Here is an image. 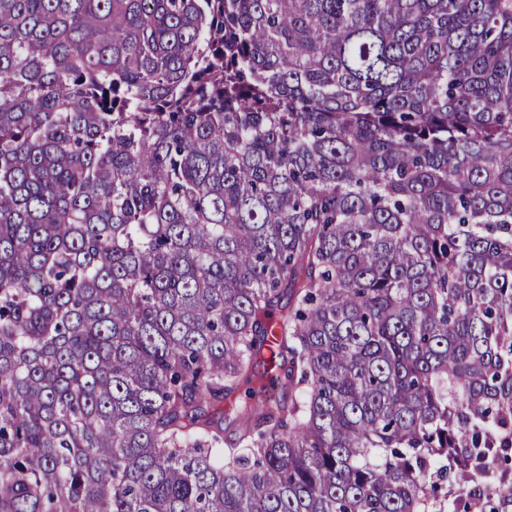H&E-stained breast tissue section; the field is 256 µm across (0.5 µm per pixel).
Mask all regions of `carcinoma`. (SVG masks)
I'll return each mask as SVG.
<instances>
[{
  "label": "carcinoma",
  "mask_w": 512,
  "mask_h": 512,
  "mask_svg": "<svg viewBox=\"0 0 512 512\" xmlns=\"http://www.w3.org/2000/svg\"><path fill=\"white\" fill-rule=\"evenodd\" d=\"M0 512H512V0H0Z\"/></svg>",
  "instance_id": "obj_1"
}]
</instances>
